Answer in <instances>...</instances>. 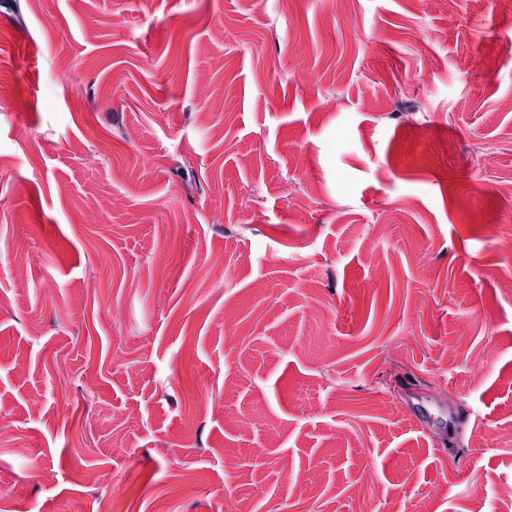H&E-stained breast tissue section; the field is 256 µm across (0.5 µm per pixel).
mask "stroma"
<instances>
[{
  "label": "stroma",
  "mask_w": 512,
  "mask_h": 512,
  "mask_svg": "<svg viewBox=\"0 0 512 512\" xmlns=\"http://www.w3.org/2000/svg\"><path fill=\"white\" fill-rule=\"evenodd\" d=\"M7 3L0 512H512V0Z\"/></svg>",
  "instance_id": "35a3bbf8"
}]
</instances>
